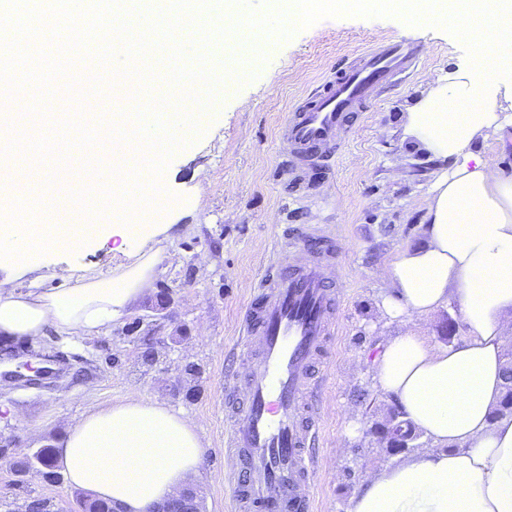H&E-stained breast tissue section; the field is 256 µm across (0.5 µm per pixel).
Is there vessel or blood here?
Segmentation results:
<instances>
[{"label": "vessel or blood", "mask_w": 512, "mask_h": 512, "mask_svg": "<svg viewBox=\"0 0 512 512\" xmlns=\"http://www.w3.org/2000/svg\"><path fill=\"white\" fill-rule=\"evenodd\" d=\"M412 43L394 40L339 67L287 113L281 127L297 169L334 155L352 113L416 61ZM334 235L320 225L291 228L245 308L238 356L252 365L227 382L224 455L246 476L230 488L238 512H312L320 437L317 407L329 344L338 334L341 297L332 288ZM312 248L311 260L290 261L288 249Z\"/></svg>", "instance_id": "vessel-or-blood-1"}]
</instances>
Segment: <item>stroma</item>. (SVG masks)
I'll return each instance as SVG.
<instances>
[{"label": "stroma", "mask_w": 512, "mask_h": 512, "mask_svg": "<svg viewBox=\"0 0 512 512\" xmlns=\"http://www.w3.org/2000/svg\"><path fill=\"white\" fill-rule=\"evenodd\" d=\"M390 38L421 45L418 68L368 103L332 157L301 172L287 166L280 136L287 112L340 64ZM261 45L265 60L241 62L229 40L209 44L215 64L239 70L233 89L191 141L126 171L130 182L165 202L156 221L170 231L152 290L98 336L0 340V366L8 369L69 358L48 385L0 379V512H23L34 498L49 499L54 512H78L77 489L66 477L20 474L16 462L27 449L58 445L88 410L133 392L196 422L206 452L190 485L205 512H235L224 480V386L246 370L235 350L242 316L286 224L334 226L336 282L345 290L318 396L323 433L313 512H348L369 473L401 463L371 432L394 406L375 383L374 361L388 341L408 332L440 344V323L460 317L449 304L407 323L381 307L390 288L382 264L421 243L435 170L425 153L403 142V114L467 53L448 32L397 17L326 18ZM135 259L96 244L49 251L36 264L44 277L62 267L105 276Z\"/></svg>", "instance_id": "35a3bbf8"}]
</instances>
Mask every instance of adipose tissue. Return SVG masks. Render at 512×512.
Here are the masks:
<instances>
[{"mask_svg": "<svg viewBox=\"0 0 512 512\" xmlns=\"http://www.w3.org/2000/svg\"><path fill=\"white\" fill-rule=\"evenodd\" d=\"M416 21L456 25L466 15L481 22L469 37L479 61L463 60L433 81L405 117L409 146L437 167L429 192L423 241L399 249L384 264L391 290L382 300L393 318L425 317L456 301L465 337L447 346L405 334L374 362L379 388L432 442L417 457L370 473L349 512H512V417L491 420L503 387L504 334L512 328V169L501 150H485L487 132L512 143V0H386ZM232 70L194 71L202 91L192 110L133 112L112 143L84 140L89 168L82 193L95 197L112 183L124 223L107 224L101 211L76 204L56 183L43 185L52 224L31 223L30 207L0 194V256L30 270L44 247H70L75 235L90 245L111 239L135 246L138 260L116 276L60 271V287L30 283L21 291L0 280V338L35 342L48 334H103L124 317L155 279L162 224L142 223L143 192L125 183L135 155L155 157L186 142L204 125L215 103L231 91ZM205 447L196 424L145 395L83 415L55 450L69 482L123 512H151L198 473Z\"/></svg>", "mask_w": 512, "mask_h": 512, "instance_id": "1", "label": "adipose tissue"}]
</instances>
